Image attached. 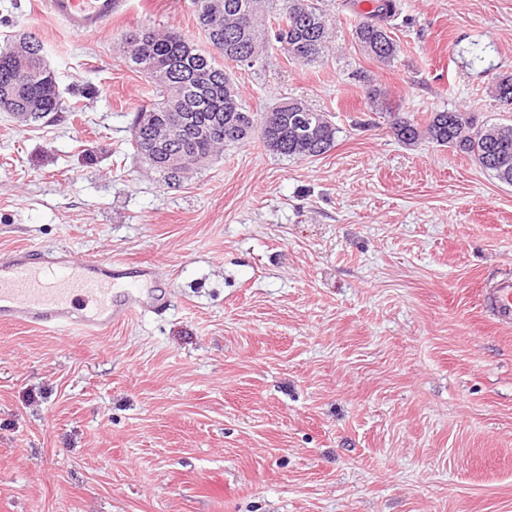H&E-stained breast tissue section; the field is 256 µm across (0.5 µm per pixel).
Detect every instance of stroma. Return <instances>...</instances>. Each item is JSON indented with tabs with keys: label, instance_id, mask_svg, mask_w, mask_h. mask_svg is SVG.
Wrapping results in <instances>:
<instances>
[{
	"label": "stroma",
	"instance_id": "stroma-1",
	"mask_svg": "<svg viewBox=\"0 0 512 512\" xmlns=\"http://www.w3.org/2000/svg\"><path fill=\"white\" fill-rule=\"evenodd\" d=\"M36 3L0 0V45L35 34L69 110L0 112V252L146 261L171 306L104 336L0 325V512H512V325L481 295L512 275V186L402 144L367 100L511 124L488 86L512 74V0H399L388 67L359 7L323 0L320 62L273 43L232 73L251 111L326 112L334 147L256 136L176 188L132 148L152 91L119 43L204 46L192 0H122L82 38Z\"/></svg>",
	"mask_w": 512,
	"mask_h": 512
}]
</instances>
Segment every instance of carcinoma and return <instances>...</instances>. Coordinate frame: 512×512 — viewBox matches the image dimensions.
I'll return each mask as SVG.
<instances>
[{
    "label": "carcinoma",
    "mask_w": 512,
    "mask_h": 512,
    "mask_svg": "<svg viewBox=\"0 0 512 512\" xmlns=\"http://www.w3.org/2000/svg\"><path fill=\"white\" fill-rule=\"evenodd\" d=\"M282 3L274 31L287 58L301 65L320 61L327 43L324 10L316 0H194L196 22L207 44H224L223 55L199 50L177 30L159 32L139 27L122 35V51L128 63L151 79L154 102L139 112L157 114L144 124L134 116L132 146L135 154L162 174L169 186L182 183L186 174L201 169L220 150L249 141L260 133L264 145L286 157L315 158L335 144L336 127L327 115L297 98L288 108L279 106L260 115L252 112L239 95L232 75L224 70L230 62L252 69L264 61L265 43L260 30L267 5ZM354 30L361 51L382 64H390L399 45L388 26L398 11L397 0H367ZM495 100L512 105V75L494 78ZM372 112L390 118L393 135L404 144L422 138L471 157L498 181L512 185V126L479 123L468 112H432L426 125L393 111L386 92L370 85ZM56 81L47 66L40 41L19 35L14 45L0 48V110L21 123L37 122L65 111ZM169 116L191 125L222 121L217 132L196 140L182 155L180 166L165 163V153L180 147Z\"/></svg>",
    "instance_id": "obj_1"
}]
</instances>
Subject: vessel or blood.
Masks as SVG:
<instances>
[{"instance_id": "b4317fda", "label": "vessel or blood", "mask_w": 512, "mask_h": 512, "mask_svg": "<svg viewBox=\"0 0 512 512\" xmlns=\"http://www.w3.org/2000/svg\"><path fill=\"white\" fill-rule=\"evenodd\" d=\"M121 0H40V6L75 37L103 32ZM164 288L152 265L91 258L71 250L47 256L33 250L0 253V324L23 323L48 331L100 336L163 308ZM484 309L500 325H512V276L489 282Z\"/></svg>"}]
</instances>
